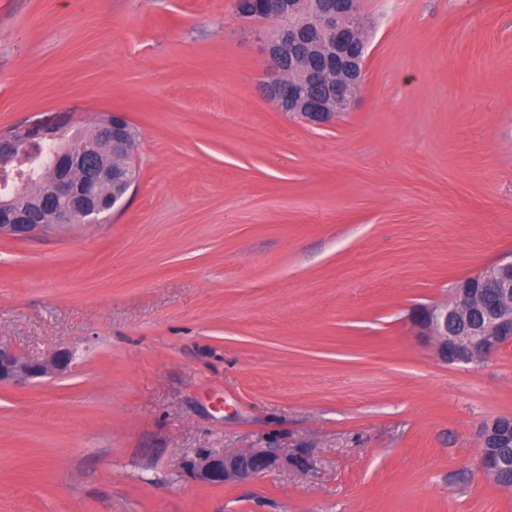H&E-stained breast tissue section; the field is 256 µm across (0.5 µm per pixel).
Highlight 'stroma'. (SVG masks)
Wrapping results in <instances>:
<instances>
[{
	"label": "stroma",
	"instance_id": "35a3bbf8",
	"mask_svg": "<svg viewBox=\"0 0 512 512\" xmlns=\"http://www.w3.org/2000/svg\"><path fill=\"white\" fill-rule=\"evenodd\" d=\"M356 106L279 112L234 0H0V130L125 113L122 211L0 237V512H512L480 424L512 344L439 361L411 316L512 256V0H361ZM305 448L211 486L204 453ZM72 355L57 349L42 359H31L0 339V385H20L31 379L65 374Z\"/></svg>",
	"mask_w": 512,
	"mask_h": 512
}]
</instances>
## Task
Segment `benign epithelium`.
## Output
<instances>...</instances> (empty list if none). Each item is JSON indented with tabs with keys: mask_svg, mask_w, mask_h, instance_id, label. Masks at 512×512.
<instances>
[{
	"mask_svg": "<svg viewBox=\"0 0 512 512\" xmlns=\"http://www.w3.org/2000/svg\"><path fill=\"white\" fill-rule=\"evenodd\" d=\"M299 0H277L282 28L275 32L253 23L247 34L265 53L264 96L280 111H288L309 125L326 127L351 111L358 101L374 21L354 6L353 0H320L314 27L328 34L319 69L306 65L304 25L297 22ZM66 122H42L0 132V173L17 183L12 193L0 196V237L24 240L78 216L86 224L98 222L109 211L124 209L136 187L132 129L122 112H106L88 130L71 133ZM52 145V178L43 186V199L55 204V221L46 224L24 198V185L33 173V149ZM482 274L484 287L459 288L441 304L420 308L413 317L416 335L431 343L446 364L467 365L495 354L512 343V260H500ZM479 310L482 326L463 340L448 332L454 318ZM72 355L58 349L42 359H31L0 340V385H20L31 379L66 373ZM512 437V418L495 417L479 431L482 448H495ZM309 453L296 448L281 458L274 448L206 455L194 464L196 478L206 484L227 485L250 480L283 460L304 467Z\"/></svg>",
	"mask_w": 512,
	"mask_h": 512,
	"instance_id": "7a95c632",
	"label": "benign epithelium"
}]
</instances>
